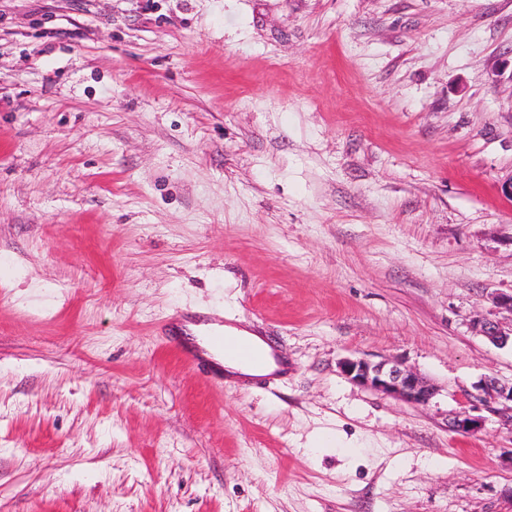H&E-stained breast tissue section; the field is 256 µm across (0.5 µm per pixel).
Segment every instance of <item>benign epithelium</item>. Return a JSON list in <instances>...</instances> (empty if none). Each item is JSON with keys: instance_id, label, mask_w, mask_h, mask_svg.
<instances>
[{"instance_id": "7a95c632", "label": "benign epithelium", "mask_w": 512, "mask_h": 512, "mask_svg": "<svg viewBox=\"0 0 512 512\" xmlns=\"http://www.w3.org/2000/svg\"><path fill=\"white\" fill-rule=\"evenodd\" d=\"M476 331L494 345H505L512 341V327L506 329L498 321H480ZM340 369L354 384L410 405L426 406L436 395L434 384L398 360L371 362L346 358L340 362ZM475 390L470 409L448 414L450 430L466 434L480 430L484 417L477 411L481 409L497 410L512 424V384L485 377L478 382Z\"/></svg>"}]
</instances>
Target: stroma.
<instances>
[{"mask_svg": "<svg viewBox=\"0 0 512 512\" xmlns=\"http://www.w3.org/2000/svg\"><path fill=\"white\" fill-rule=\"evenodd\" d=\"M510 180L512 0H0V512H512ZM476 331L494 345H505L511 341L512 345V323L508 330L498 321L485 319L476 325ZM194 348V350L182 348L185 361L202 367L217 379L224 377V365L220 363H216L217 366L212 365L211 362L214 360L212 354L219 355L223 359L250 364L257 370L266 369L272 360L277 369L261 377L274 375L287 368L286 362L277 355L272 347H270L271 353L266 356L261 352L259 345L248 337L225 333L224 322L215 323V326L210 327L207 330L204 345ZM340 369L354 384L410 405L426 406L436 395L434 384L398 360L346 358ZM477 393L472 395L471 408L452 412L448 414V428L460 433H474L481 429L484 417L479 414L481 409L488 411H498L506 421L512 424V382L509 384L502 383L494 377H485L481 379L475 386ZM494 404L502 406L501 409L494 408Z\"/></svg>", "mask_w": 512, "mask_h": 512, "instance_id": "stroma-1", "label": "stroma"}]
</instances>
